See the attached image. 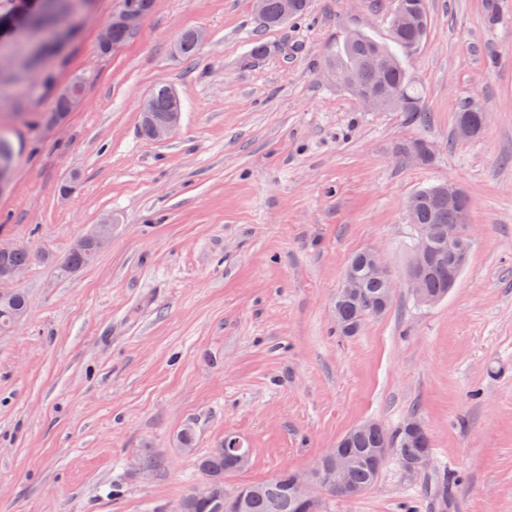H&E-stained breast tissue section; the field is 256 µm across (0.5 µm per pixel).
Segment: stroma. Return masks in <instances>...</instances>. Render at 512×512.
<instances>
[{
	"mask_svg": "<svg viewBox=\"0 0 512 512\" xmlns=\"http://www.w3.org/2000/svg\"><path fill=\"white\" fill-rule=\"evenodd\" d=\"M118 5L91 0L47 58L50 86L0 88L20 104L0 110L17 146L0 238L61 259L112 222L88 267L60 279L36 260L13 283L29 312L0 335V512H175L226 434L250 450L224 478L232 492L312 469L361 423L410 415L431 436L428 465L388 459L367 493L322 512H512V0L493 28L483 0H427L407 62L424 123L368 111L326 74L348 30L387 39L393 0H312L279 27L253 0H154L106 54L99 32ZM189 29L205 39L185 58L174 46ZM76 76L82 102L44 127ZM159 84L182 103L163 142L140 132ZM470 101L486 123L462 141ZM414 140L430 162L398 160ZM448 181L470 200L456 287L430 307L398 289L384 315L337 335L351 256L377 250L402 278L408 201Z\"/></svg>",
	"mask_w": 512,
	"mask_h": 512,
	"instance_id": "35a3bbf8",
	"label": "stroma"
}]
</instances>
